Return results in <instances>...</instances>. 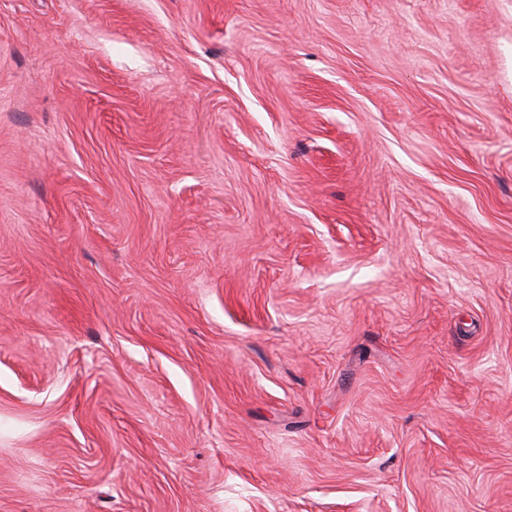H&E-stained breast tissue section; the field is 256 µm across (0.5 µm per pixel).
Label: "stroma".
<instances>
[{"instance_id":"obj_1","label":"stroma","mask_w":512,"mask_h":512,"mask_svg":"<svg viewBox=\"0 0 512 512\" xmlns=\"http://www.w3.org/2000/svg\"><path fill=\"white\" fill-rule=\"evenodd\" d=\"M0 512H512V0H0Z\"/></svg>"}]
</instances>
